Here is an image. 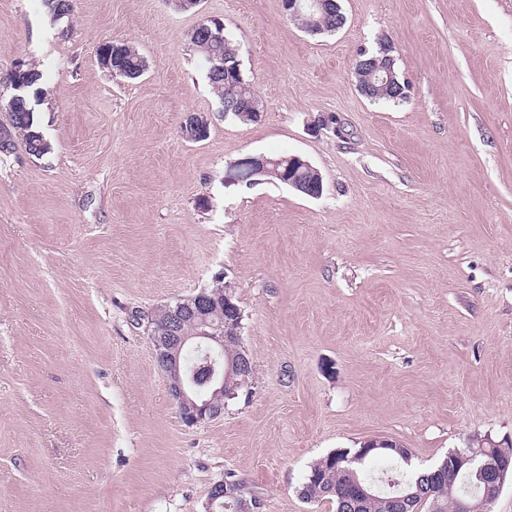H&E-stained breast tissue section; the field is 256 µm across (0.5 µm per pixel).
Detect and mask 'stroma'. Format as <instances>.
I'll use <instances>...</instances> for the list:
<instances>
[{
    "mask_svg": "<svg viewBox=\"0 0 512 512\" xmlns=\"http://www.w3.org/2000/svg\"><path fill=\"white\" fill-rule=\"evenodd\" d=\"M340 6L312 35L283 0H0V87L38 67L49 145L0 155V512H207L230 475L253 512H335L299 496L328 454L385 439L425 469L512 443V0ZM206 18L257 121L223 112L189 41ZM113 41L140 79L100 67ZM382 44L403 102L357 87ZM264 154L307 160L321 196L232 177ZM217 285L253 374L188 426L148 320ZM124 51L123 62L126 69V74L123 66L120 64L122 53H115L117 47L112 46V51H101L98 54L100 66L108 71L112 76H121L127 79H136L143 75L147 70L148 62L144 56L136 51L132 46L127 43L116 42Z\"/></svg>",
    "mask_w": 512,
    "mask_h": 512,
    "instance_id": "1",
    "label": "stroma"
}]
</instances>
